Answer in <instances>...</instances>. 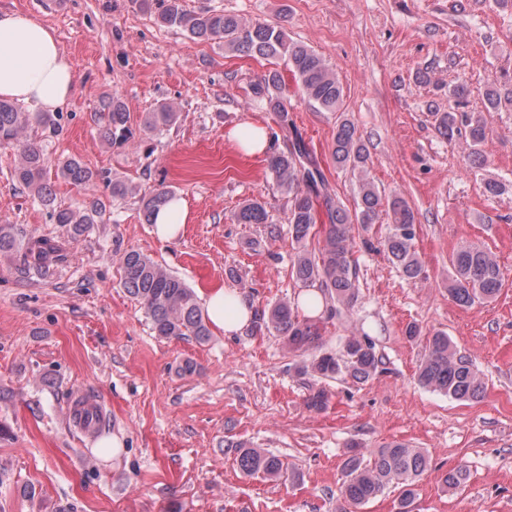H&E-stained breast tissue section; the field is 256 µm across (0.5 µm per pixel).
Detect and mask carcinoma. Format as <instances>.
I'll return each mask as SVG.
<instances>
[{"mask_svg":"<svg viewBox=\"0 0 512 512\" xmlns=\"http://www.w3.org/2000/svg\"><path fill=\"white\" fill-rule=\"evenodd\" d=\"M157 22L176 28L187 36L224 43V50L264 59H281L310 106L322 112L343 109V87L334 69L316 51L290 39L277 27L259 21H247L221 10H188L183 0H161ZM284 83L280 71L274 70L252 87L253 101L267 112L288 111L282 95ZM487 107L498 111L512 106V90L501 93L491 86L485 93ZM100 138L112 144L130 139L129 113L116 96L99 101ZM179 118L173 106L161 104L143 117L146 132H161L174 126ZM53 112H24L16 104L0 99V147L17 148L19 161L14 179L27 188L51 211L55 223L69 227L72 239L82 235L89 224L101 221L105 206L97 198H84L67 207L56 203V194L47 179L48 160L41 144L25 136L30 129L56 126ZM465 127L470 148L480 146L486 138V125L478 113L442 112L438 114V131L452 139ZM336 167L349 169L358 176V202L354 210L334 198L317 163L304 142L295 139L288 153L275 154L268 168L277 186L288 196V224L296 251L291 261V276L307 291L318 290L325 301V319L348 315L358 302L357 263L351 228L366 230L382 211L390 216V232L384 241L388 260L409 280L423 272L415 249V214L399 196H382L369 171V154L347 118H338L332 148ZM57 177L85 189L93 185L95 173L81 161L70 158L57 167ZM174 193L159 188L140 196L144 220L151 224L156 212L168 204ZM239 224H264L265 208L258 202L243 204L235 213ZM18 248L12 225L0 224V256ZM28 270L44 275L62 264L64 249L48 240H36L26 248ZM122 286L150 316L156 335L164 338L191 336L199 343L210 339V329L194 291L179 277L151 258L130 250L122 256ZM502 287L501 271L495 256L475 243L460 245L452 257L448 295L460 306L470 307L496 297ZM320 321L298 314L295 302L280 301L255 314L254 331H275L283 336L288 348L301 350L319 343ZM382 359L376 353L370 335L346 338L336 353H324L300 367L323 379L348 377L356 383L368 381L379 371ZM418 383L433 392L457 401L476 400L483 396L485 384L474 364L459 354L447 335L435 333L426 339V352L417 370ZM240 471L247 476L279 478L284 462L276 455L258 448L240 447L236 458ZM428 456L421 448L392 442L364 459L353 455L343 465L341 496L345 503L362 507L382 495L391 485L403 487L398 512H411L416 482L427 470Z\"/></svg>","mask_w":512,"mask_h":512,"instance_id":"1","label":"carcinoma"}]
</instances>
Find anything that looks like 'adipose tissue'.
Wrapping results in <instances>:
<instances>
[{"mask_svg": "<svg viewBox=\"0 0 512 512\" xmlns=\"http://www.w3.org/2000/svg\"><path fill=\"white\" fill-rule=\"evenodd\" d=\"M74 90L73 67L54 30L26 14H0V98L54 112ZM201 297L209 322L224 334L241 332L254 317L253 304L238 289L210 288Z\"/></svg>", "mask_w": 512, "mask_h": 512, "instance_id": "ef3b65f1", "label": "adipose tissue"}]
</instances>
